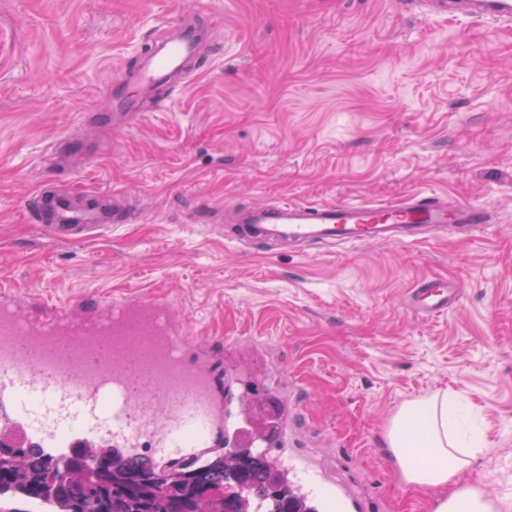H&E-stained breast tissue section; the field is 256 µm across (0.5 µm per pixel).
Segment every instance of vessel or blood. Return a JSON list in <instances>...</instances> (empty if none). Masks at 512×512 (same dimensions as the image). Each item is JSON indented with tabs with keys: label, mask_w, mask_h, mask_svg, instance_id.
<instances>
[{
	"label": "vessel or blood",
	"mask_w": 512,
	"mask_h": 512,
	"mask_svg": "<svg viewBox=\"0 0 512 512\" xmlns=\"http://www.w3.org/2000/svg\"><path fill=\"white\" fill-rule=\"evenodd\" d=\"M440 15L459 12L512 24V0H409ZM199 52L194 27L156 52L134 77L140 97L128 118L149 111L153 88L186 78L185 64ZM35 211L52 210L45 230L56 239L84 237L125 223L120 208L75 209L49 192L33 199ZM224 234L253 249L278 242L371 244L419 239L423 229L470 231L491 223L488 209L454 204L416 192L388 203L308 204L279 201L224 214ZM457 283L444 276L419 280L407 295L417 316L433 318L459 301ZM189 332L168 302L121 299L100 306L91 296L54 304L0 300V429H19L25 446L69 449L101 443L128 454L150 447L157 464L198 463L210 448L241 446L283 450V464L305 495L324 490L341 512H363L364 502L330 482L305 457L288 453L293 411L279 402L274 431L245 433L250 394L238 391L234 365L196 359Z\"/></svg>",
	"instance_id": "obj_1"
}]
</instances>
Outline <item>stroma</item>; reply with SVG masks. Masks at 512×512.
<instances>
[{
  "mask_svg": "<svg viewBox=\"0 0 512 512\" xmlns=\"http://www.w3.org/2000/svg\"><path fill=\"white\" fill-rule=\"evenodd\" d=\"M170 26L151 33L154 15ZM205 30L191 80L134 122L113 79L148 42ZM98 194L130 221L58 242L41 186ZM415 192L484 207L473 232L416 243L225 241L211 208L384 203ZM459 283L448 313L406 305L422 277ZM0 293L175 303L192 335L238 339L252 393L296 412L294 446L370 512H429L385 452L403 402L468 408L469 481L512 486V27L402 0H0Z\"/></svg>",
  "mask_w": 512,
  "mask_h": 512,
  "instance_id": "obj_1",
  "label": "stroma"
}]
</instances>
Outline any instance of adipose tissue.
Listing matches in <instances>:
<instances>
[{
    "label": "adipose tissue",
    "instance_id": "1",
    "mask_svg": "<svg viewBox=\"0 0 512 512\" xmlns=\"http://www.w3.org/2000/svg\"><path fill=\"white\" fill-rule=\"evenodd\" d=\"M457 406L444 392L405 402L387 430V450L407 486L437 491L431 512H456L462 503L466 512H491L465 479L472 454H460L448 431Z\"/></svg>",
    "mask_w": 512,
    "mask_h": 512
}]
</instances>
